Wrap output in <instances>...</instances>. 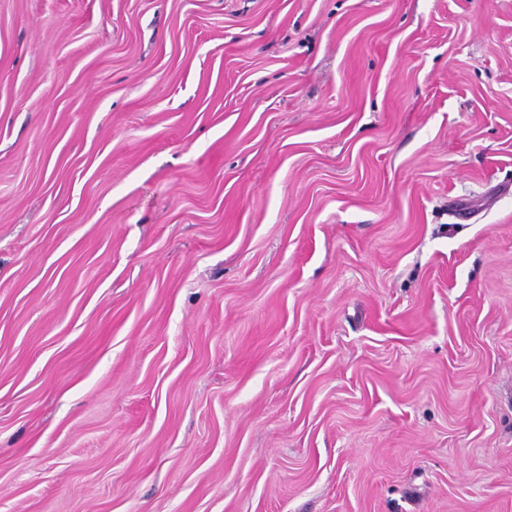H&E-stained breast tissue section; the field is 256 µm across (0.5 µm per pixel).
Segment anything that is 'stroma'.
<instances>
[{
  "instance_id": "obj_1",
  "label": "stroma",
  "mask_w": 512,
  "mask_h": 512,
  "mask_svg": "<svg viewBox=\"0 0 512 512\" xmlns=\"http://www.w3.org/2000/svg\"><path fill=\"white\" fill-rule=\"evenodd\" d=\"M0 512H512V0H0Z\"/></svg>"
}]
</instances>
